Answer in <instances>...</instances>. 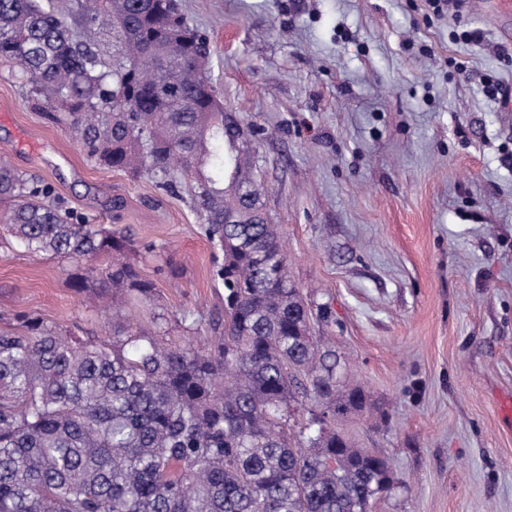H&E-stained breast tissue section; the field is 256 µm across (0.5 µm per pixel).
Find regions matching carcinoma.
Listing matches in <instances>:
<instances>
[{"mask_svg": "<svg viewBox=\"0 0 512 512\" xmlns=\"http://www.w3.org/2000/svg\"><path fill=\"white\" fill-rule=\"evenodd\" d=\"M209 57L178 0H0V59L44 119L98 167L185 189L224 287L204 346L165 348L127 321L110 344L28 314L0 329V512H369L393 488L389 462L336 429L367 395L313 332ZM0 227L80 262V292L153 295L130 236L2 160Z\"/></svg>", "mask_w": 512, "mask_h": 512, "instance_id": "carcinoma-1", "label": "carcinoma"}]
</instances>
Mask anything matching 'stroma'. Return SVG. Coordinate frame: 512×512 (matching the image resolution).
<instances>
[{
  "mask_svg": "<svg viewBox=\"0 0 512 512\" xmlns=\"http://www.w3.org/2000/svg\"><path fill=\"white\" fill-rule=\"evenodd\" d=\"M491 0L434 15L426 0H180L212 49L211 76L254 143L288 273L370 406L339 427L385 458L389 495L371 512H512V33ZM478 30L479 43L458 39ZM0 61V149L93 224L136 243L151 309L182 344L185 311L224 293L186 197L99 169L43 119ZM70 260L24 253L0 231V313L37 314L109 339Z\"/></svg>",
  "mask_w": 512,
  "mask_h": 512,
  "instance_id": "stroma-1",
  "label": "stroma"
}]
</instances>
